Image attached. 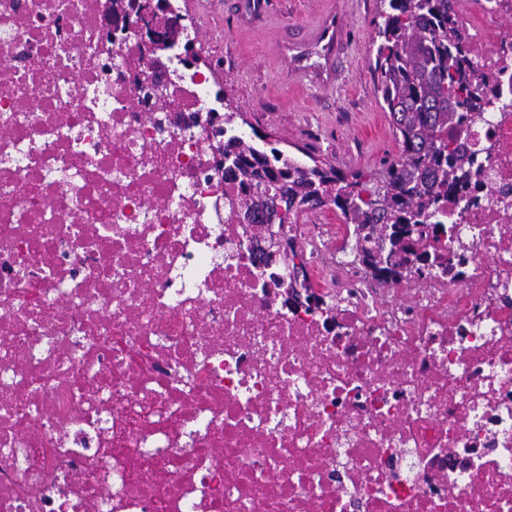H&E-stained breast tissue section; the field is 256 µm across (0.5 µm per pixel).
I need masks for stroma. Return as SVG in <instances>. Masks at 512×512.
Returning a JSON list of instances; mask_svg holds the SVG:
<instances>
[{
    "label": "stroma",
    "instance_id": "obj_1",
    "mask_svg": "<svg viewBox=\"0 0 512 512\" xmlns=\"http://www.w3.org/2000/svg\"><path fill=\"white\" fill-rule=\"evenodd\" d=\"M270 10L242 13L240 0H181L198 23L205 60H221L216 78L268 146L290 156L307 151L345 174L377 173L397 157L399 145L377 95L367 62L374 50L378 0H271ZM330 12L348 22L336 61L339 80L328 88L299 89L281 45L305 40Z\"/></svg>",
    "mask_w": 512,
    "mask_h": 512
}]
</instances>
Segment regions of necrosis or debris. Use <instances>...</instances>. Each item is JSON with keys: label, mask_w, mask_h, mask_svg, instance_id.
<instances>
[{"label": "necrosis or debris", "mask_w": 512, "mask_h": 512, "mask_svg": "<svg viewBox=\"0 0 512 512\" xmlns=\"http://www.w3.org/2000/svg\"><path fill=\"white\" fill-rule=\"evenodd\" d=\"M492 154L400 279L329 262L295 309L227 202L193 25L0 0V512H512V0H462Z\"/></svg>", "instance_id": "4bbe7bcc"}]
</instances>
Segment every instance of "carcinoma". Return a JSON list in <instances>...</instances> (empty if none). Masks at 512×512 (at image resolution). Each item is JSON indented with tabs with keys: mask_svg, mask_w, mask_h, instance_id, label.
<instances>
[{
	"mask_svg": "<svg viewBox=\"0 0 512 512\" xmlns=\"http://www.w3.org/2000/svg\"><path fill=\"white\" fill-rule=\"evenodd\" d=\"M373 44L382 107L401 144L398 159L368 177L340 173L311 158L307 165L245 135L224 138L225 167L241 195L230 202L246 224H294L301 212L333 205L356 226V248L387 241L383 262L410 247L400 224L432 227L436 201L465 178L464 154L448 130L489 105L485 76L469 59L451 0H379Z\"/></svg>",
	"mask_w": 512,
	"mask_h": 512,
	"instance_id": "1",
	"label": "carcinoma"
}]
</instances>
